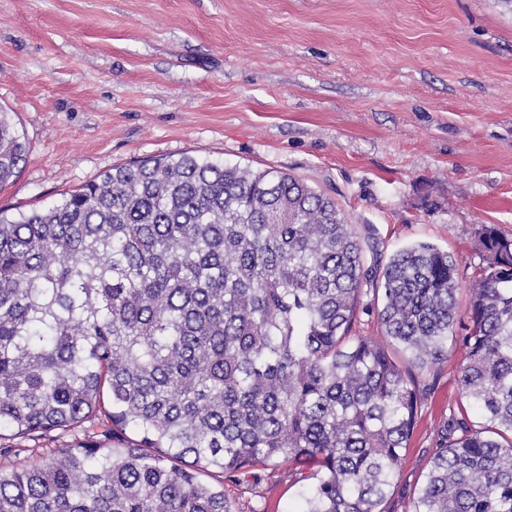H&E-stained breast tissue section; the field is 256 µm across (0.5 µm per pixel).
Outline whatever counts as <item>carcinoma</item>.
Masks as SVG:
<instances>
[{
  "instance_id": "obj_1",
  "label": "carcinoma",
  "mask_w": 512,
  "mask_h": 512,
  "mask_svg": "<svg viewBox=\"0 0 512 512\" xmlns=\"http://www.w3.org/2000/svg\"><path fill=\"white\" fill-rule=\"evenodd\" d=\"M26 158L0 112V185ZM460 311L437 246L367 263L335 200L208 157L119 165L0 215V440L79 435L0 467V512H235L205 471L309 464L296 512H382L424 395L460 343L462 395L412 512H512V239ZM372 291L373 299L363 296ZM374 314L404 356L351 334Z\"/></svg>"
}]
</instances>
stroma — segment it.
<instances>
[{"label": "stroma", "instance_id": "obj_1", "mask_svg": "<svg viewBox=\"0 0 512 512\" xmlns=\"http://www.w3.org/2000/svg\"><path fill=\"white\" fill-rule=\"evenodd\" d=\"M0 110L27 160L0 212L45 209L118 165L192 154L304 179L371 237L369 262L429 242L483 264L512 238V5L505 0H0ZM463 351L427 397L383 512H411ZM237 512H292L310 470L215 473Z\"/></svg>", "mask_w": 512, "mask_h": 512}]
</instances>
